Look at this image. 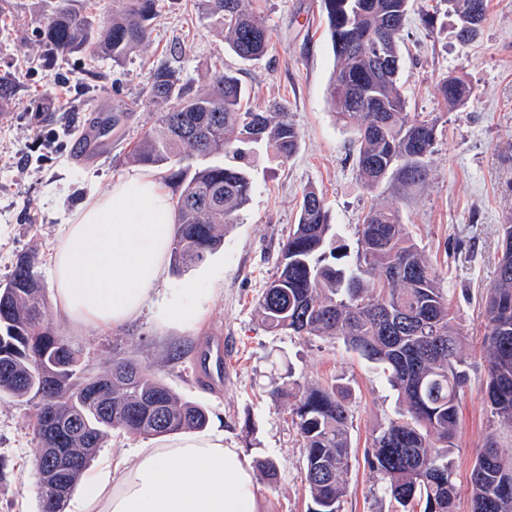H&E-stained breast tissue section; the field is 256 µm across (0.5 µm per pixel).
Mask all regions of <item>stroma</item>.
Wrapping results in <instances>:
<instances>
[{"label":"stroma","mask_w":512,"mask_h":512,"mask_svg":"<svg viewBox=\"0 0 512 512\" xmlns=\"http://www.w3.org/2000/svg\"><path fill=\"white\" fill-rule=\"evenodd\" d=\"M57 0H11L0 16V77L13 85L0 99V284L21 255L36 257L35 271L51 290L49 257L74 210L91 194L109 190L132 171L128 152L155 122L146 98L151 71L165 63L191 90L234 72L245 87V107L261 112L286 103L300 130L296 153L280 161L257 148L253 191L224 236L223 246L187 269H168L164 286L194 283L202 317L181 327L160 324L152 312L102 332L77 330L47 310V322L82 351L91 372L115 358L148 366L182 398L208 413L207 432L248 460L271 458L274 481L256 480L258 512H307L306 450L289 406L270 398L273 380L290 375L303 384L345 389L350 410L351 468L340 512H396L383 482L365 459L374 432L398 410L396 391L342 341L268 332L256 315L258 298L276 271L290 227L298 221L304 188L322 194L338 243L357 249V229L378 202L399 208L410 236L439 274L458 325L467 337V379L459 392V422L452 458L457 512H469V477L478 448L495 434L512 458V424L492 417L485 402L481 342L486 289L500 256L499 229L512 216V0H487L482 31L457 38L458 18L446 0H410L402 33L400 84L411 113L441 120L426 179L411 188L388 180L368 190L356 166V130L327 102L334 69L321 0H250L268 29L258 63H245L203 13L201 0H159L148 46L122 64L103 56L48 59L36 36V14ZM470 83L474 97L449 107L443 80ZM112 125L110 150L84 160L78 135L92 118ZM232 341L222 394L200 388L192 373L201 337ZM37 399L0 396V512H40L33 425Z\"/></svg>","instance_id":"stroma-1"}]
</instances>
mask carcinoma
<instances>
[{
	"instance_id": "carcinoma-1",
	"label": "carcinoma",
	"mask_w": 512,
	"mask_h": 512,
	"mask_svg": "<svg viewBox=\"0 0 512 512\" xmlns=\"http://www.w3.org/2000/svg\"><path fill=\"white\" fill-rule=\"evenodd\" d=\"M157 2L119 0L112 17L98 24L62 0L39 17V45L52 58L106 55L118 64L149 42ZM201 2L235 56L246 62L264 57L267 29L247 0ZM408 3L322 0L336 59L328 101L339 120L356 130L357 169L371 191L390 177L407 186L424 180L436 142L437 119L410 116L400 91ZM448 8L469 19V27L458 31L462 41L478 35L487 0H448ZM440 92L456 106L471 99L473 88L454 77ZM147 96L156 109L155 127L142 134L129 159L145 168H168L176 210L170 261L176 269L189 268L223 245L224 228L249 201L251 145L265 144L286 161L298 149L300 132L285 104L266 112L246 109L245 89L230 72L191 95L178 72L161 65L151 74ZM357 234L353 259L339 262L329 212L318 191L306 188L257 314L271 333L334 337L381 369L401 407L373 435L367 463L402 512H415L418 505L421 512H456L451 453L466 378L464 335L438 287L436 269L397 207L371 208ZM500 248L484 310L485 401L492 415L512 423V218L501 225ZM45 308L34 256H22L0 286V395L39 399L37 445L57 449L66 464L65 492L39 479L40 508L63 512L112 431L146 438L198 431L208 415L133 359L86 373L81 351L45 322ZM270 395L289 402L304 440L309 512H339L351 467L343 388L302 386L285 377L272 384ZM469 495L470 512H512V461L502 458L492 433L471 469Z\"/></svg>"
}]
</instances>
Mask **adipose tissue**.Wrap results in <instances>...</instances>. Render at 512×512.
Returning a JSON list of instances; mask_svg holds the SVG:
<instances>
[{"label": "adipose tissue", "mask_w": 512, "mask_h": 512, "mask_svg": "<svg viewBox=\"0 0 512 512\" xmlns=\"http://www.w3.org/2000/svg\"><path fill=\"white\" fill-rule=\"evenodd\" d=\"M176 214L151 175L133 171L88 197L68 220L51 264L53 307L77 327L108 329L150 310L165 325L201 312L193 285L162 293ZM65 512H256L255 479L223 435L184 431L130 448L86 472Z\"/></svg>", "instance_id": "adipose-tissue-1"}]
</instances>
